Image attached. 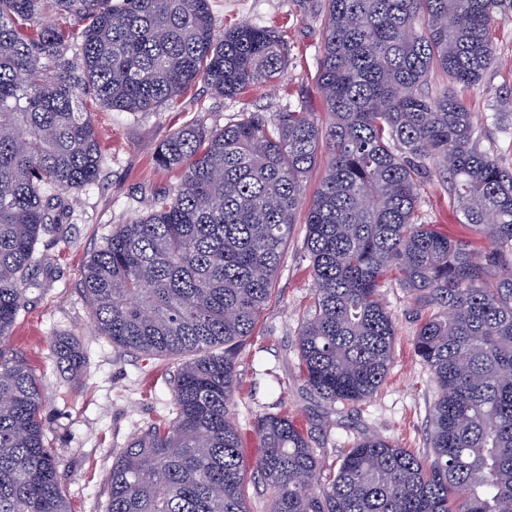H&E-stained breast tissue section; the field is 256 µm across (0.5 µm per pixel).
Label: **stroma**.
Here are the masks:
<instances>
[{
    "label": "stroma",
    "instance_id": "35a3bbf8",
    "mask_svg": "<svg viewBox=\"0 0 512 512\" xmlns=\"http://www.w3.org/2000/svg\"><path fill=\"white\" fill-rule=\"evenodd\" d=\"M217 28L251 23L274 29L284 41L289 64L278 86H252L234 98L196 82L174 106L151 112L113 110L87 103L102 150L99 180L69 192L66 243L43 237L38 248L52 265L38 270V285L27 292L8 346L22 353L44 387L46 444L54 448L72 512H105L112 458L128 441L154 423L174 415L173 357L123 351L95 329L83 293L82 272L117 225L145 215L152 194L173 188L174 170L156 166L152 149L189 122L222 128L247 112H279L298 104L324 112L315 74L322 52L324 18L315 0H211ZM497 62L457 95L474 113L482 146L512 171V113L494 118V107L512 99V16L492 28ZM421 223L438 225L452 236L467 235L460 216L448 206L445 183L434 178L421 187ZM273 296L256 329L236 358L238 383L231 403L246 465L260 452L256 422L265 413L285 414L299 422L326 464L340 462L361 435H376L424 455L430 450L429 409L435 384L414 355L413 306L395 281L382 297L393 316L396 339L389 374L380 391L355 406L330 404L306 385L296 346L298 330L310 313L314 277L305 248V226L294 224ZM72 342L84 355L78 377L57 360V339Z\"/></svg>",
    "mask_w": 512,
    "mask_h": 512
}]
</instances>
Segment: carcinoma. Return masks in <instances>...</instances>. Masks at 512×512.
<instances>
[{
    "mask_svg": "<svg viewBox=\"0 0 512 512\" xmlns=\"http://www.w3.org/2000/svg\"><path fill=\"white\" fill-rule=\"evenodd\" d=\"M317 81L329 123L301 106L218 130L187 124L155 148L181 182L112 232L84 271L91 319L123 350L192 358L172 383L175 417L112 458L106 512H248L230 405L235 355L269 300L302 204L315 288L297 336L321 399L359 403L391 365L395 328L380 288L395 275L415 308V355L437 388L431 456L370 435L326 466L303 428L257 421L254 470L270 512H512V172L479 144L453 89L495 61L490 31L512 0H321ZM210 0H0V512H71L44 441L42 384L4 347L44 235L64 241L65 193L98 181L84 106L149 112L202 81L234 97L284 75L276 31L215 33ZM446 180L448 206L485 247L420 224V184ZM224 347L216 354L212 349ZM57 354L74 368L68 341Z\"/></svg>",
    "mask_w": 512,
    "mask_h": 512,
    "instance_id": "carcinoma-1",
    "label": "carcinoma"
}]
</instances>
